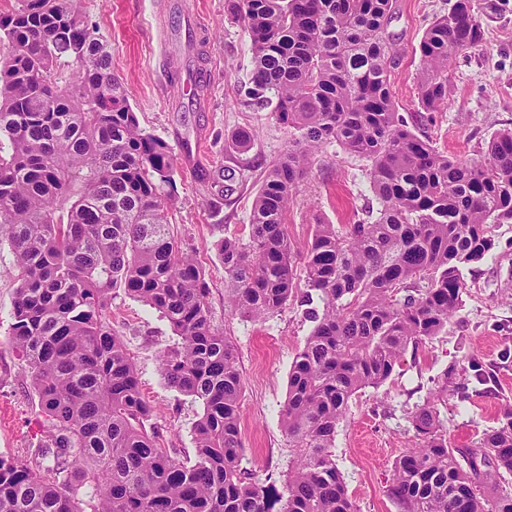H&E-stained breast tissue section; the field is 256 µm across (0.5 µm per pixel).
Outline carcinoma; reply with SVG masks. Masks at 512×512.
<instances>
[{
  "mask_svg": "<svg viewBox=\"0 0 512 512\" xmlns=\"http://www.w3.org/2000/svg\"><path fill=\"white\" fill-rule=\"evenodd\" d=\"M393 0H228L251 46L246 103L299 137L265 170L248 242L218 244L224 304L253 321L297 301L313 328L288 378L281 424L297 460L286 494L240 468L243 377L212 319L205 270L174 234L175 158L145 132L107 44L75 0H16L0 10V233L15 256L11 343L27 362L53 464L0 458V512H357L334 452L359 390L378 387L410 348L448 326L462 269L512 222V129L485 158L451 157L410 126L391 92ZM483 33L475 0H455L419 45L417 118L448 103V66ZM73 66L69 78L58 75ZM369 162L378 204L343 230L315 225L304 288L284 215L325 143ZM224 181L215 211L231 202ZM156 310L176 346L162 375L200 402L195 458L147 431L153 417L123 341L112 294ZM441 386L411 415L417 446L394 466L403 512H512V408L470 448H451Z\"/></svg>",
  "mask_w": 512,
  "mask_h": 512,
  "instance_id": "1",
  "label": "carcinoma"
}]
</instances>
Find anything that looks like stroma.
Returning a JSON list of instances; mask_svg holds the SVG:
<instances>
[{
    "mask_svg": "<svg viewBox=\"0 0 512 512\" xmlns=\"http://www.w3.org/2000/svg\"><path fill=\"white\" fill-rule=\"evenodd\" d=\"M455 0H394L387 27L396 64L391 89L401 112H418L419 43L429 22ZM79 11L109 44L111 67L123 83L140 125L164 140L176 157V188L168 218L205 269L216 324L235 345L244 380L241 400V467L252 480L284 489L295 457L280 421L288 373L312 325L288 303L260 321L224 307L222 238L248 239L252 198L264 171L287 149L294 133L268 111L244 103L250 39L224 0H77ZM483 40L448 68V106L424 132L448 155L482 159L486 142L512 128V0H478ZM193 63L206 80L188 89L178 70ZM247 131L248 147L235 136ZM233 168L239 188L230 205L209 202ZM366 159L325 144L299 181L284 224L296 249L309 242L315 224L339 227L364 218L374 205ZM496 249L464 268L461 304L447 328L405 353L381 386L358 391L336 432V462L357 512H401L387 492L396 460L416 444L409 417L445 378L460 377L478 362L493 368L491 391L471 392L466 402L449 397L440 417L454 448H468L497 426L512 406V223L492 225ZM14 255L0 239V458L40 460L44 419L30 385L31 373L10 343L16 282ZM112 330L136 366L143 398L155 416L151 428L167 453L186 462L195 453L193 425L200 403L170 388L158 356L177 341L154 309L124 293L112 297Z\"/></svg>",
    "mask_w": 512,
    "mask_h": 512,
    "instance_id": "obj_1",
    "label": "stroma"
}]
</instances>
